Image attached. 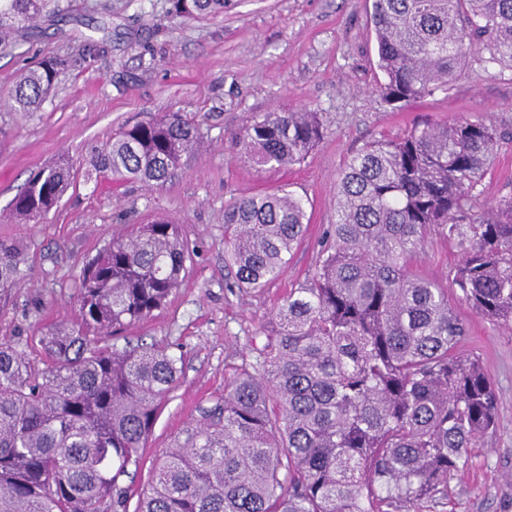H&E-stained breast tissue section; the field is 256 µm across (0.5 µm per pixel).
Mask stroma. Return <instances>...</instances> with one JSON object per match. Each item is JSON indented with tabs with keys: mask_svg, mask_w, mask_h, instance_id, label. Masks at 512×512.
<instances>
[{
	"mask_svg": "<svg viewBox=\"0 0 512 512\" xmlns=\"http://www.w3.org/2000/svg\"><path fill=\"white\" fill-rule=\"evenodd\" d=\"M40 27L0 44V240L19 242L21 279L0 291V339L23 341L72 319L84 261L128 225L164 217L180 224L194 254L167 306L111 337L115 347L158 343L181 355L184 374L162 409L129 484L136 508L158 456L186 425L213 409L248 355L250 337L288 289L318 265L321 235L336 221V182L366 142L423 122L487 117L502 140L480 188L485 203L512 197V70L473 53L447 93L396 110L375 91L383 76L371 20L373 0H228L218 17L181 20L166 0H61ZM65 60L39 109L13 108L16 82L46 58ZM318 113L326 134L299 164L268 169L241 159L233 133L263 112ZM160 112L193 119L199 147L167 182L123 186L88 175L94 150L121 127ZM69 162L77 178L57 208L35 223L16 220L15 195L31 172ZM287 187L310 226L283 275L258 291L232 288L224 265V206ZM456 248L430 239L417 275L446 283ZM469 333L458 352L478 356L498 396L497 431L477 443L446 500L422 512H512V330L459 306Z\"/></svg>",
	"mask_w": 512,
	"mask_h": 512,
	"instance_id": "1",
	"label": "stroma"
}]
</instances>
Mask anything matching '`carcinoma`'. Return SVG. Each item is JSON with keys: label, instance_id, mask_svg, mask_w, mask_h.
I'll return each mask as SVG.
<instances>
[{"label": "carcinoma", "instance_id": "carcinoma-1", "mask_svg": "<svg viewBox=\"0 0 512 512\" xmlns=\"http://www.w3.org/2000/svg\"><path fill=\"white\" fill-rule=\"evenodd\" d=\"M53 2L0 0V42ZM168 2L185 17L220 14L225 0ZM372 22L376 92L395 107L447 91L475 49L512 69V0H373ZM60 67L48 58L20 79L19 111L39 108ZM323 136L316 112H265L232 141L240 157L276 169ZM499 141L482 119L425 123L351 156L316 271L288 289L262 342L251 337L222 403L162 454L135 512H420L448 499L497 419L479 359L456 354L466 325L454 304L512 327V198L467 220ZM197 142L192 120L166 112L123 128L90 168L158 186ZM73 178L63 163L34 172L13 216L50 212ZM307 223L304 201L285 188L226 205L234 287L278 280ZM433 235L460 254L444 287L412 271ZM190 258L179 225L140 224L84 265L75 318L41 333L39 357L0 340V512H128L125 478L183 362L164 346L106 339L163 308ZM21 262L22 249L1 241V289Z\"/></svg>", "mask_w": 512, "mask_h": 512}]
</instances>
